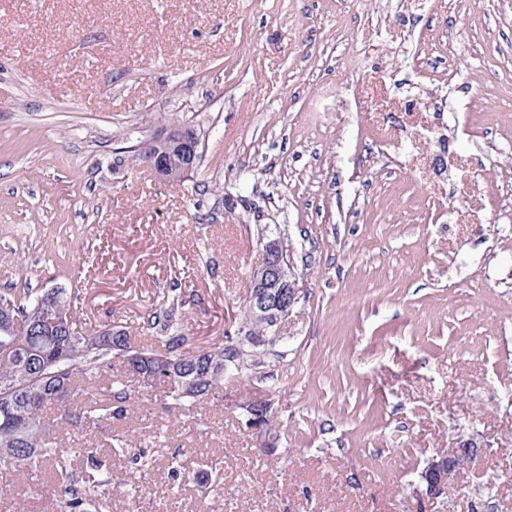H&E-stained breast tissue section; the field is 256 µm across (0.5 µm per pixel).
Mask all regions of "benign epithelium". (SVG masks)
<instances>
[{"mask_svg":"<svg viewBox=\"0 0 512 512\" xmlns=\"http://www.w3.org/2000/svg\"><path fill=\"white\" fill-rule=\"evenodd\" d=\"M198 143L190 130L180 128L163 137H154L142 143L140 154L146 158L149 170L159 179L173 183L179 177L185 178L195 170ZM264 259L255 270L253 284L247 301V314L252 319L279 326L300 300L297 264L293 252L286 248L278 237L262 241ZM271 410V401L248 400L241 404L243 411L250 415L249 428L258 446L266 450L276 447V439L267 430V418L259 414V408ZM477 449L463 444L450 448L427 462L424 475L426 485L417 495L437 500L448 493V481L460 472L465 464L476 455Z\"/></svg>","mask_w":512,"mask_h":512,"instance_id":"benign-epithelium-1","label":"benign epithelium"}]
</instances>
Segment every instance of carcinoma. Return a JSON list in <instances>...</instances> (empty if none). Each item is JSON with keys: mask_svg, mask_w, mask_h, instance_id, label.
I'll return each mask as SVG.
<instances>
[{"mask_svg": "<svg viewBox=\"0 0 512 512\" xmlns=\"http://www.w3.org/2000/svg\"><path fill=\"white\" fill-rule=\"evenodd\" d=\"M40 298L29 291L0 293V307L13 316L9 329L0 326V466L35 471L54 457L60 485L55 510L100 512L104 491L115 483L112 469L82 442L75 451L86 457L87 469L81 481H75L58 438L63 430L83 431L126 412L129 390L112 381L118 352L112 346V325L97 329L72 312L69 326L53 330L46 322L54 318V308L39 304ZM187 305L186 295L173 285L159 313L151 317L150 327L158 330L162 347L138 345L127 330L122 345L156 356L147 366L152 385L165 399L191 406L223 389L225 379L262 364L273 344L268 342L271 329L244 317L227 344L204 350L199 390L192 393L172 363L184 355ZM56 387L63 388L64 399L54 395ZM52 407L59 411L55 419L47 417Z\"/></svg>", "mask_w": 512, "mask_h": 512, "instance_id": "carcinoma-1", "label": "carcinoma"}]
</instances>
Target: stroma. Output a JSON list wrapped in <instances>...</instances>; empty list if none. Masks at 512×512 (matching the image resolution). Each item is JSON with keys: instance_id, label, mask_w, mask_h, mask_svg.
Wrapping results in <instances>:
<instances>
[{"instance_id": "obj_1", "label": "stroma", "mask_w": 512, "mask_h": 512, "mask_svg": "<svg viewBox=\"0 0 512 512\" xmlns=\"http://www.w3.org/2000/svg\"><path fill=\"white\" fill-rule=\"evenodd\" d=\"M177 120L202 158L168 184L132 157ZM506 192L512 0H0V291L78 283L82 319L137 336L177 281L193 353L237 331L261 234L307 259L273 355L215 399L130 377L90 436L102 512H512ZM262 396L272 453L241 409ZM57 481L0 472L6 512ZM478 448H470L462 444L459 448H449L448 452L440 453L427 462L424 475L426 485L417 495L428 500H438L448 493V481L455 473H459L465 464L476 455Z\"/></svg>"}]
</instances>
